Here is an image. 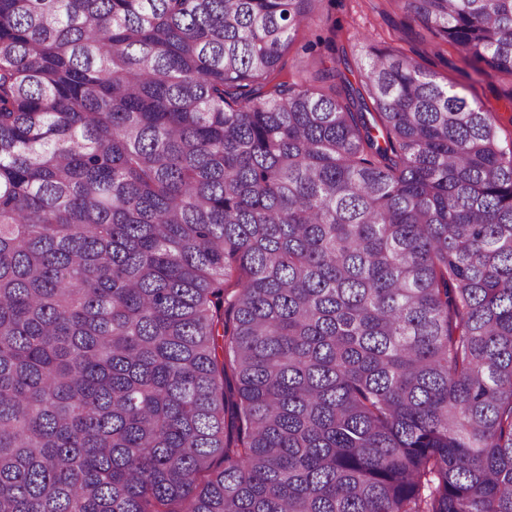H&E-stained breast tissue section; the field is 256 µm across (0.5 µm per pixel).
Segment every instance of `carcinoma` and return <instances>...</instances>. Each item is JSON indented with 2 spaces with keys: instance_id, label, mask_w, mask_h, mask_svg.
<instances>
[{
  "instance_id": "1",
  "label": "carcinoma",
  "mask_w": 512,
  "mask_h": 512,
  "mask_svg": "<svg viewBox=\"0 0 512 512\" xmlns=\"http://www.w3.org/2000/svg\"><path fill=\"white\" fill-rule=\"evenodd\" d=\"M322 2L0 0V512H512V139Z\"/></svg>"
}]
</instances>
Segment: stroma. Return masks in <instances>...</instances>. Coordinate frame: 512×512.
Segmentation results:
<instances>
[{
  "label": "stroma",
  "instance_id": "obj_1",
  "mask_svg": "<svg viewBox=\"0 0 512 512\" xmlns=\"http://www.w3.org/2000/svg\"><path fill=\"white\" fill-rule=\"evenodd\" d=\"M324 12L336 27L335 37L329 46L311 53L305 51L304 44L315 34L306 32L290 49V67L310 73L342 68L343 56L354 55L359 42L366 39L381 48L400 50L439 80L452 83L462 94L477 99L486 111L492 112L502 136H512V80L494 73L475 74L464 51L411 22L398 0H326Z\"/></svg>",
  "mask_w": 512,
  "mask_h": 512
}]
</instances>
